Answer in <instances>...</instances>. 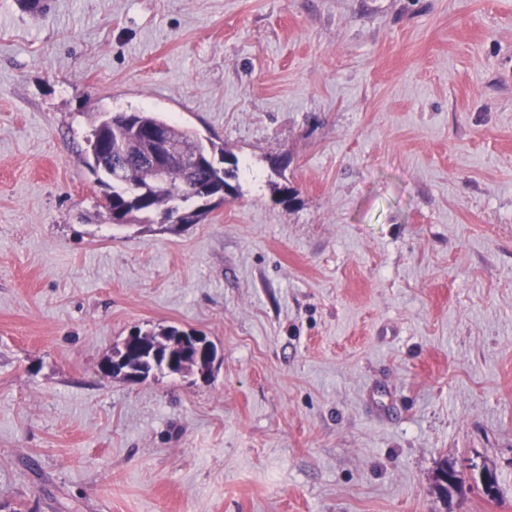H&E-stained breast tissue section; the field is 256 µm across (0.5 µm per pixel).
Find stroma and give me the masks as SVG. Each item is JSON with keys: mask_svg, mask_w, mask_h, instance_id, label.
<instances>
[{"mask_svg": "<svg viewBox=\"0 0 512 512\" xmlns=\"http://www.w3.org/2000/svg\"><path fill=\"white\" fill-rule=\"evenodd\" d=\"M22 2L0 512H512V0ZM104 108L223 145L235 196L112 224L85 164ZM159 326L219 368L101 376Z\"/></svg>", "mask_w": 512, "mask_h": 512, "instance_id": "1", "label": "stroma"}]
</instances>
